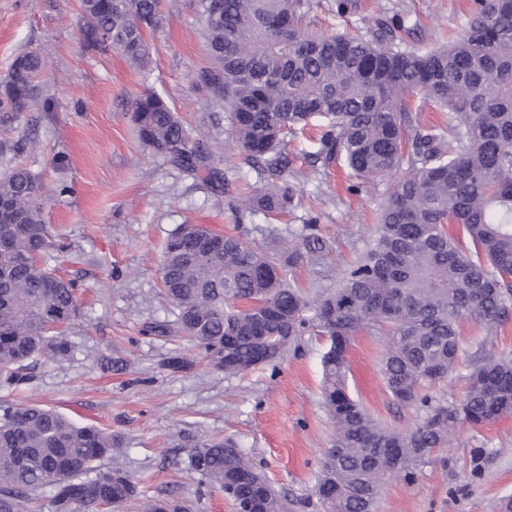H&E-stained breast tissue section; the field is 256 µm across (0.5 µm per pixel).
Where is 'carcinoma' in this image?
Segmentation results:
<instances>
[{"label": "carcinoma", "mask_w": 512, "mask_h": 512, "mask_svg": "<svg viewBox=\"0 0 512 512\" xmlns=\"http://www.w3.org/2000/svg\"><path fill=\"white\" fill-rule=\"evenodd\" d=\"M157 7L158 0H80L81 31L99 52L116 49L145 66L144 31L158 25ZM200 8L211 65L197 85L224 108L246 159L276 172L288 166V136L322 122L319 155H336L364 182L397 176L372 243L310 319L287 276L300 248L323 249L312 232L263 252L236 235L184 227L165 242L161 268L178 328L226 377L275 362L282 337L310 323L328 338L322 394L338 454L320 463L319 499L324 512H377L385 479L411 478L417 462L446 447L448 430L512 412V360L492 353L470 369L462 399L430 394L461 356L460 323L473 320L491 335L512 311V0H472L448 45L426 50L405 43L410 29L401 16L315 36L305 29L306 0H200ZM100 32L104 46L94 41ZM42 69L35 51L13 59L0 79V123L34 106L55 111L40 97ZM414 94L448 111V128L422 124ZM132 112L145 147L200 171L205 145L161 95L142 94ZM205 171L207 180L224 181L218 168ZM293 201L291 186L275 184L245 198L266 215ZM42 209L36 173L18 161L0 172V233L10 242L0 252V383L8 386L25 382L35 358L67 356L62 329L78 313V285L30 260L65 249L52 241ZM449 224L462 227L472 249L448 236ZM243 298L262 304L264 319L237 306ZM369 327L386 336L380 374L390 398L424 412L412 430L380 423L348 394L346 346ZM122 447L118 434L0 401V512H26L47 488L53 512H98L140 497L144 512H177V502L146 496L124 471L101 468ZM189 460L199 484L224 489L231 501L289 512L288 498L234 441H203Z\"/></svg>", "instance_id": "1"}]
</instances>
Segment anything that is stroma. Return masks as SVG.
<instances>
[{"instance_id": "1", "label": "stroma", "mask_w": 512, "mask_h": 512, "mask_svg": "<svg viewBox=\"0 0 512 512\" xmlns=\"http://www.w3.org/2000/svg\"><path fill=\"white\" fill-rule=\"evenodd\" d=\"M309 0L306 22L315 35L365 27L383 14L405 15L409 45L426 49L447 41L465 22L468 0ZM160 21L146 30L151 59L132 65L119 51L103 55L82 42L79 0H0V77L16 55L38 52L42 96L56 111L31 110L0 141L27 143L24 164L39 175L43 219L65 251L45 258L48 268L79 284L80 313L66 337L69 357L35 360L29 379L1 386L0 401L37 403L80 424L122 434L126 446L110 458L150 493L172 489L187 512H232L223 492L199 489L189 451L208 439H232L294 512H323L316 492L320 462L335 439L322 398L325 337L313 329L288 345L274 364L237 377L211 369L200 348L175 332L177 308L161 294L162 248L178 228L199 224L240 235L267 249L278 236L315 225L322 251L303 252L294 283L309 303L338 287L372 242L377 210L392 189L384 180L352 190L345 163L313 160L320 136L309 127L290 140V164L280 175L245 164L220 105L196 85L209 66L198 0H159ZM161 95L192 138L203 141L210 163L224 173L217 189L169 157L145 148L131 122L135 99ZM69 160L57 169L56 156ZM290 184L292 206L277 217L239 209L244 185ZM68 193H59V185ZM165 324L168 334L146 333ZM463 354L441 383L439 398H460L471 364L484 353L512 357V317L494 335L471 320L460 329ZM383 336L365 329L347 352L352 397L386 425L413 428L416 410L388 398L379 374ZM185 365L172 369L169 357ZM512 499V413L483 425L463 424L446 448L423 459L412 480L389 478L378 512H502Z\"/></svg>"}]
</instances>
